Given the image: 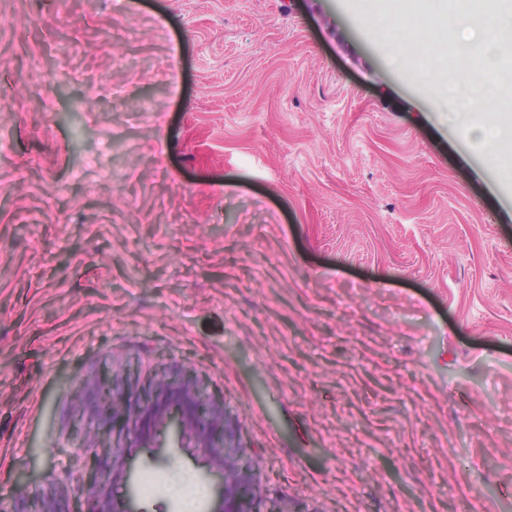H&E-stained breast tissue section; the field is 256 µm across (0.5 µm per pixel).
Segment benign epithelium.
<instances>
[{"mask_svg":"<svg viewBox=\"0 0 512 512\" xmlns=\"http://www.w3.org/2000/svg\"><path fill=\"white\" fill-rule=\"evenodd\" d=\"M78 407L89 430L84 443L87 462L65 472L66 479L77 481L74 506L46 493H21L0 500V512H137L131 503L117 502L110 485L126 475L124 439L142 441L157 432L192 434L198 447L209 452L223 484L221 502L210 512H244L247 488L255 493L250 512H284L277 494L260 485L259 463L229 428L224 402L207 393L192 369L174 365L154 373L142 383L135 405L116 397L112 376L103 374L84 385Z\"/></svg>","mask_w":512,"mask_h":512,"instance_id":"7a95c632","label":"benign epithelium"}]
</instances>
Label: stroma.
I'll return each mask as SVG.
<instances>
[{
  "label": "stroma",
  "instance_id": "obj_1",
  "mask_svg": "<svg viewBox=\"0 0 512 512\" xmlns=\"http://www.w3.org/2000/svg\"><path fill=\"white\" fill-rule=\"evenodd\" d=\"M360 6L0 0V498L72 497L84 381L181 362L288 512H512V159ZM129 461L219 502L193 438Z\"/></svg>",
  "mask_w": 512,
  "mask_h": 512
}]
</instances>
